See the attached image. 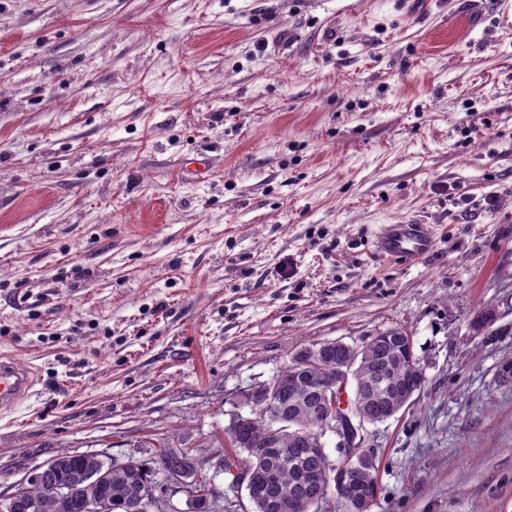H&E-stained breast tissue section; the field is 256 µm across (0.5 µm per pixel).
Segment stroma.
<instances>
[{
  "instance_id": "obj_1",
  "label": "stroma",
  "mask_w": 512,
  "mask_h": 512,
  "mask_svg": "<svg viewBox=\"0 0 512 512\" xmlns=\"http://www.w3.org/2000/svg\"><path fill=\"white\" fill-rule=\"evenodd\" d=\"M429 225L412 264L378 225ZM499 319L482 332L471 320ZM411 334L371 512H512V0H0V484L80 451L223 468L305 347ZM36 379L32 370L11 359L0 358V413L11 411L33 393Z\"/></svg>"
}]
</instances>
